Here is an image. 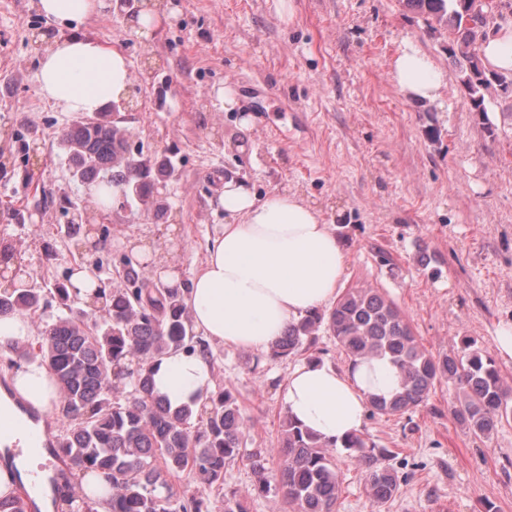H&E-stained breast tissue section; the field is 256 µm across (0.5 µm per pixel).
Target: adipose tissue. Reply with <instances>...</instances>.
Segmentation results:
<instances>
[{"mask_svg":"<svg viewBox=\"0 0 512 512\" xmlns=\"http://www.w3.org/2000/svg\"><path fill=\"white\" fill-rule=\"evenodd\" d=\"M112 0H37L38 12L54 27L43 35L38 92L66 112L92 114L124 98L129 64L119 51L84 32ZM400 91L411 100L435 102L446 86L443 72L413 43L392 63ZM218 201L226 217L201 267L189 280L157 263L171 287L184 288L195 330L217 346L267 351L289 324L323 308L339 293L347 254L320 210L288 192L260 197L229 179ZM156 390L172 405L200 403L212 392L209 357L172 351L153 366ZM397 368L376 357L343 368L302 360L288 371L282 401L289 416L328 442H343L365 428L369 401L399 389ZM22 399L58 412L60 395L47 365H24L12 378Z\"/></svg>","mask_w":512,"mask_h":512,"instance_id":"1","label":"adipose tissue"}]
</instances>
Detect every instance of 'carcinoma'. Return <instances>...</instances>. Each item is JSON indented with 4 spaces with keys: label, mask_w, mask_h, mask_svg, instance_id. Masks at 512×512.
Segmentation results:
<instances>
[{
    "label": "carcinoma",
    "mask_w": 512,
    "mask_h": 512,
    "mask_svg": "<svg viewBox=\"0 0 512 512\" xmlns=\"http://www.w3.org/2000/svg\"><path fill=\"white\" fill-rule=\"evenodd\" d=\"M407 6L448 33V54L461 66L462 83L471 110L487 115L486 94L499 87L512 96V76L489 72L480 45L499 28L503 9L512 0H406ZM73 176L104 181V187L123 188L137 203H151L154 189L171 177L164 159L152 162L132 152L129 134L116 121L93 117L77 121L61 135ZM3 254L23 271L37 273L23 261L14 241ZM117 278L100 279L102 287L83 299L69 292L62 275L49 290L0 288V316L34 313L41 329L33 344H8L11 365L38 361L54 372L62 395L58 416L66 423L56 439L70 465L72 481L64 498L65 512H97L98 495L109 496L111 512H211L195 484L224 489V469L242 453L244 419L237 398L228 390L205 398L199 412L184 405L172 408L155 392L152 365L170 350L208 353L193 333L183 293L178 288H152L151 280L129 257L121 260ZM327 330L351 359L387 356L401 373L400 391L389 399L373 397L370 411L402 416L427 405L430 393L443 379L456 387L451 412L468 432L488 439L502 422L512 418V390L505 387L493 358L473 349L435 357L415 336L405 314L374 288H349L328 311H315L288 328L267 353L288 359L307 352L318 332ZM362 465L370 499L381 505L401 488L395 456L359 435L343 443ZM332 445L283 419L281 443L251 454L258 475L255 490L270 487L282 493L287 512H335L342 490ZM279 460L273 477L264 461ZM186 482L182 491L175 484ZM33 499L28 491L0 497V512H26Z\"/></svg>",
    "instance_id": "1"
}]
</instances>
